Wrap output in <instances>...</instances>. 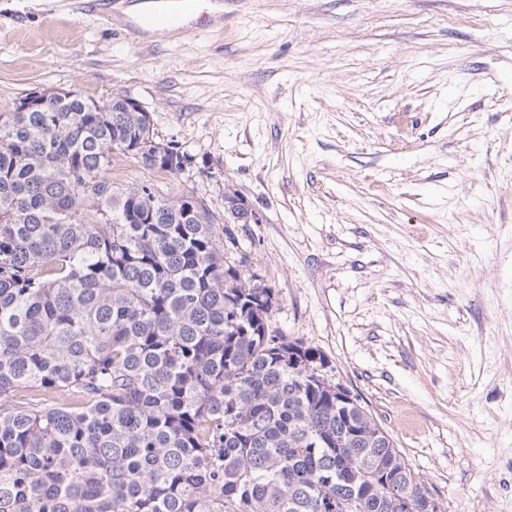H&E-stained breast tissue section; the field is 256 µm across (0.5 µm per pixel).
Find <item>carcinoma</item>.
Listing matches in <instances>:
<instances>
[{
	"label": "carcinoma",
	"mask_w": 512,
	"mask_h": 512,
	"mask_svg": "<svg viewBox=\"0 0 512 512\" xmlns=\"http://www.w3.org/2000/svg\"><path fill=\"white\" fill-rule=\"evenodd\" d=\"M0 113V512H432L114 96Z\"/></svg>",
	"instance_id": "carcinoma-1"
}]
</instances>
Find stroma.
Instances as JSON below:
<instances>
[{
	"label": "stroma",
	"instance_id": "1",
	"mask_svg": "<svg viewBox=\"0 0 512 512\" xmlns=\"http://www.w3.org/2000/svg\"><path fill=\"white\" fill-rule=\"evenodd\" d=\"M144 43L0 0V113L124 93L444 512H512V0H222ZM236 193L248 224L225 222Z\"/></svg>",
	"mask_w": 512,
	"mask_h": 512
}]
</instances>
